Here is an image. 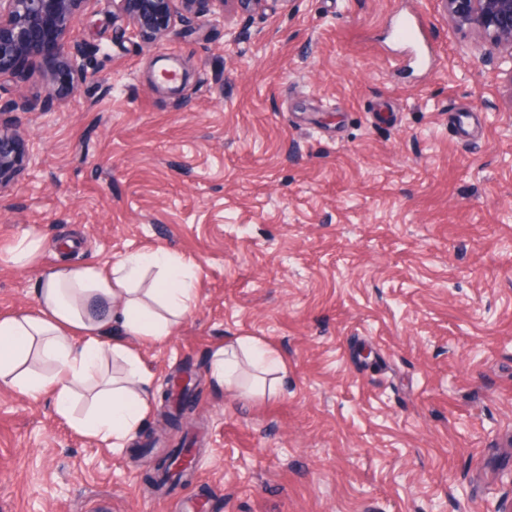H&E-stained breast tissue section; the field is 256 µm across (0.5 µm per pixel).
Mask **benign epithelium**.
Returning a JSON list of instances; mask_svg holds the SVG:
<instances>
[{
	"mask_svg": "<svg viewBox=\"0 0 512 512\" xmlns=\"http://www.w3.org/2000/svg\"><path fill=\"white\" fill-rule=\"evenodd\" d=\"M90 0H0V76L23 80L37 55L35 43L55 41L62 66L72 83L87 78L88 66L81 51H64L74 17ZM448 25L477 36L484 49V63L508 76L512 92V0H443ZM115 15L127 19L144 41L170 40L201 22L224 23V0H112ZM16 111L12 101L0 100V175L22 166L34 169L38 157L18 148L19 126L3 116Z\"/></svg>",
	"mask_w": 512,
	"mask_h": 512,
	"instance_id": "benign-epithelium-1",
	"label": "benign epithelium"
}]
</instances>
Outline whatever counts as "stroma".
<instances>
[{"label": "stroma", "instance_id": "35a3bbf8", "mask_svg": "<svg viewBox=\"0 0 512 512\" xmlns=\"http://www.w3.org/2000/svg\"><path fill=\"white\" fill-rule=\"evenodd\" d=\"M421 15L436 57L388 36ZM144 43L91 0L66 91L39 61L0 78L38 154L0 194V315L36 307L42 268L162 246L198 306L131 339L152 390L200 378L187 433L150 456L78 434L52 395L0 386V512H512V99L438 0H260ZM40 248L9 259L22 236ZM252 337L279 397L215 390L209 354ZM197 438L190 484L152 460Z\"/></svg>", "mask_w": 512, "mask_h": 512}]
</instances>
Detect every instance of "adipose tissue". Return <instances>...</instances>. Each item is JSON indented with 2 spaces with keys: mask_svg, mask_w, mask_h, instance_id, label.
I'll list each match as a JSON object with an SVG mask.
<instances>
[{
  "mask_svg": "<svg viewBox=\"0 0 512 512\" xmlns=\"http://www.w3.org/2000/svg\"><path fill=\"white\" fill-rule=\"evenodd\" d=\"M198 302L192 267L166 248L125 255L111 266L45 268L37 306L0 316V384L35 399L52 394L55 407L81 435L120 447L150 408L151 377L126 343L172 336ZM120 361L108 373L107 360ZM253 371L251 395L280 394L288 383L282 359L249 340L216 345L208 375L217 387ZM90 410L74 414L81 392Z\"/></svg>",
  "mask_w": 512,
  "mask_h": 512,
  "instance_id": "1",
  "label": "adipose tissue"
}]
</instances>
